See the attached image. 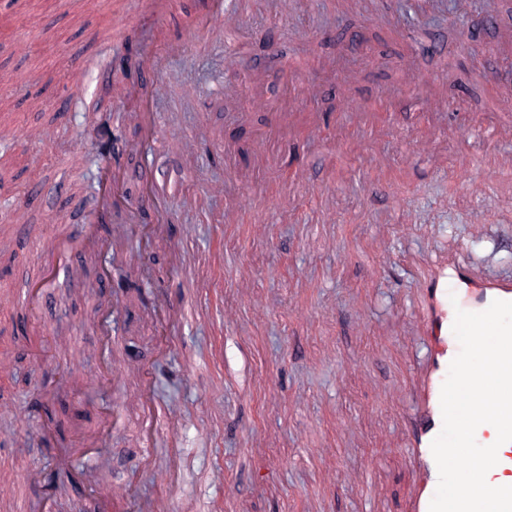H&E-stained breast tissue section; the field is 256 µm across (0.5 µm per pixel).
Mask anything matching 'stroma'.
Wrapping results in <instances>:
<instances>
[{
    "instance_id": "35a3bbf8",
    "label": "stroma",
    "mask_w": 512,
    "mask_h": 512,
    "mask_svg": "<svg viewBox=\"0 0 512 512\" xmlns=\"http://www.w3.org/2000/svg\"><path fill=\"white\" fill-rule=\"evenodd\" d=\"M75 17L64 0H0L16 26L0 56L9 80L12 136L4 147L26 173L0 190V224L18 237L0 260L11 288L0 298V464L13 472L18 512H93L89 488L26 487L25 470L71 455L109 420L103 447L83 456L84 473L215 512H399L406 490L397 415L409 407L408 370L426 353L411 330L414 260L455 253L481 271L512 275V206L478 187H512L503 154L512 140L487 130L512 116V0L487 18L484 0L463 16L419 15L414 0H388L390 16L342 0H288L274 15L253 0L234 30L211 35L191 16L211 0H175L153 77L121 68L126 46L152 45L154 25L116 18L111 0ZM81 63L80 82L45 85L49 71ZM115 82L132 86L112 96ZM447 97L451 136L426 110L433 85ZM156 112V137L116 163L126 202L159 198L167 235L138 223L141 267L157 273L143 298L107 330L103 313L117 280L73 243L67 264L36 306L25 300L48 261L50 225L85 224L102 201L88 167L107 130L137 137L130 114ZM369 112L389 168L371 179L362 132L344 113ZM276 112H317L316 141L274 129ZM471 164L460 171L459 155ZM392 263L382 266L379 238ZM186 246L220 251L224 309L204 314L201 268L173 267ZM39 323L56 336L50 357ZM224 343L213 364L211 346ZM149 371L165 416L149 426L134 368ZM179 417L184 447L171 454L165 421ZM371 469L369 484L356 472Z\"/></svg>"
}]
</instances>
